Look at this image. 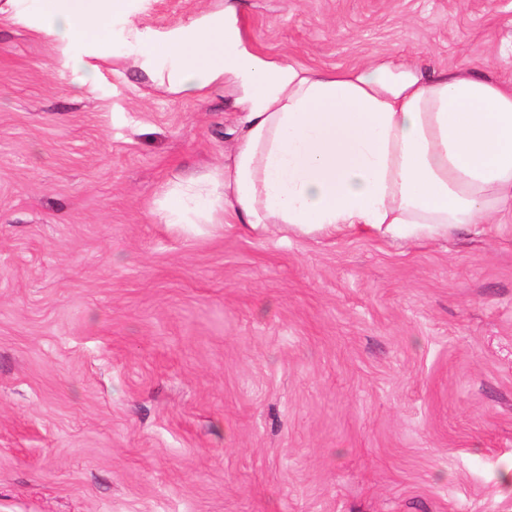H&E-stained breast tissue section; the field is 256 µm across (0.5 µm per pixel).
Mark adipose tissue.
Instances as JSON below:
<instances>
[{"instance_id": "obj_1", "label": "adipose tissue", "mask_w": 512, "mask_h": 512, "mask_svg": "<svg viewBox=\"0 0 512 512\" xmlns=\"http://www.w3.org/2000/svg\"><path fill=\"white\" fill-rule=\"evenodd\" d=\"M21 3L61 45H81L70 61L92 87L129 0H7ZM127 36L169 93L228 78L244 88L234 155L167 195L165 223H187L188 201L208 195L257 232L436 239L512 209V83L403 63L301 69L245 52L221 11L152 39L132 23Z\"/></svg>"}]
</instances>
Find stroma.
<instances>
[{
  "instance_id": "1",
  "label": "stroma",
  "mask_w": 512,
  "mask_h": 512,
  "mask_svg": "<svg viewBox=\"0 0 512 512\" xmlns=\"http://www.w3.org/2000/svg\"><path fill=\"white\" fill-rule=\"evenodd\" d=\"M236 4L251 53L512 81V0H131L93 90L0 14V512H512V216L437 240L188 233L231 83L157 88L128 22Z\"/></svg>"
}]
</instances>
